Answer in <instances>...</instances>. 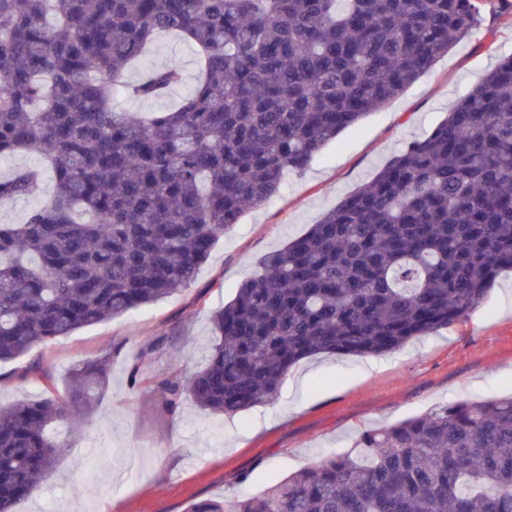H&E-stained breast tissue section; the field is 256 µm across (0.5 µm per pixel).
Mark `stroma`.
Instances as JSON below:
<instances>
[{"mask_svg": "<svg viewBox=\"0 0 512 512\" xmlns=\"http://www.w3.org/2000/svg\"><path fill=\"white\" fill-rule=\"evenodd\" d=\"M483 23L385 107L339 134L303 175L289 174L271 202L225 232L186 288L156 303L35 345L0 363V403L69 393L70 368L111 353L108 389L94 412L55 423L69 446L57 468L16 512H185L202 499L260 494L348 450L364 431L425 414L434 405L512 394V272H503L467 319L378 356L318 355L301 361L274 402L234 415L211 414L183 396L177 406L137 390L132 368L152 380H187L208 363L213 310L260 270V260L305 233L324 212L369 181L409 142L424 138L500 58L512 56V0H483ZM178 61L183 86L165 98L123 101L146 114L171 109L198 78L193 47L173 34L156 38L128 78Z\"/></svg>", "mask_w": 512, "mask_h": 512, "instance_id": "1", "label": "stroma"}]
</instances>
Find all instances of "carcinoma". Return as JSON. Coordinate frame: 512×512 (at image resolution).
I'll list each match as a JSON object with an SVG mask.
<instances>
[{"label":"carcinoma","instance_id":"carcinoma-1","mask_svg":"<svg viewBox=\"0 0 512 512\" xmlns=\"http://www.w3.org/2000/svg\"><path fill=\"white\" fill-rule=\"evenodd\" d=\"M480 0H0V158L36 150L53 199L0 224V362L154 303L194 280L246 210L398 96L475 25ZM201 75L181 104H117L182 84L171 62L132 83L160 32ZM36 169L0 176L29 200ZM216 310L197 405L273 401L321 353L381 355L468 317L512 271V57L308 231L266 254ZM112 354L72 392L0 407V512L58 462L51 425L93 409ZM169 401L179 385L145 386ZM186 512H512V396L461 400L363 432L259 495Z\"/></svg>","mask_w":512,"mask_h":512}]
</instances>
